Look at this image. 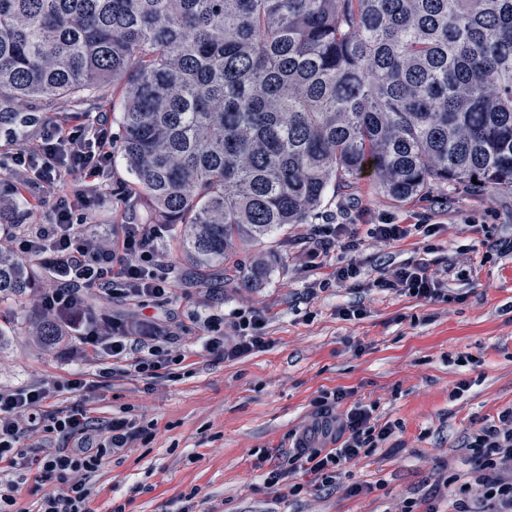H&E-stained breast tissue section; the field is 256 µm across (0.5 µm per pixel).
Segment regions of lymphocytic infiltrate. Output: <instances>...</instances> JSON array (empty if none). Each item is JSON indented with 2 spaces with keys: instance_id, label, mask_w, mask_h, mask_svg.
<instances>
[{
  "instance_id": "obj_1",
  "label": "lymphocytic infiltrate",
  "mask_w": 512,
  "mask_h": 512,
  "mask_svg": "<svg viewBox=\"0 0 512 512\" xmlns=\"http://www.w3.org/2000/svg\"><path fill=\"white\" fill-rule=\"evenodd\" d=\"M41 159L45 171L79 173L88 189H96L106 169L112 165V136L104 120L61 129L44 127L37 148L17 147L11 156L15 169L27 168ZM163 230L159 224H127L120 249L111 240L88 234L83 217L67 196H59L50 219L30 233L11 238L15 254L36 259L51 277L40 306L51 315L61 336L79 338L82 343L128 362L141 376L153 377L174 364L167 342L168 329L160 321H106L85 327L78 314L81 293L95 291L105 299H158L171 294L175 277L172 267L152 248ZM445 271L432 269L426 259L406 262L381 272L372 287L423 302L446 299ZM207 333L205 348L236 359L262 350L269 344L262 311L239 312L235 321L209 314L201 322ZM51 390L37 386L17 391H0V461L16 475H24L30 465H38L40 481L67 480L61 492L42 497L38 512H90L93 487L88 478L103 460L128 452L135 436L133 426L123 418L96 422L86 409L75 407L45 417L42 407ZM344 390L323 393L317 401L316 416L297 434L287 465H270L264 471L267 486L294 498L315 488L332 492L340 484L348 464L368 457L394 433V423L379 422L375 405L357 404L341 417L333 409L345 398ZM47 428L60 443L31 461L19 448L23 429ZM466 447L475 451L472 481L455 476H439L430 491L420 498H408L401 512H439L437 498H444L451 512H512V407L496 420L471 434ZM480 487L479 510H471L469 496Z\"/></svg>"
}]
</instances>
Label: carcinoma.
Here are the masks:
<instances>
[{
	"label": "carcinoma",
	"instance_id": "cac0c4a2",
	"mask_svg": "<svg viewBox=\"0 0 512 512\" xmlns=\"http://www.w3.org/2000/svg\"><path fill=\"white\" fill-rule=\"evenodd\" d=\"M116 94L120 203L202 282L262 281L236 248L361 175L398 201L512 194V0H0V132ZM32 265L0 243V304Z\"/></svg>",
	"mask_w": 512,
	"mask_h": 512
}]
</instances>
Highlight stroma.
I'll use <instances>...</instances> for the list:
<instances>
[{
    "label": "stroma",
    "mask_w": 512,
    "mask_h": 512,
    "mask_svg": "<svg viewBox=\"0 0 512 512\" xmlns=\"http://www.w3.org/2000/svg\"><path fill=\"white\" fill-rule=\"evenodd\" d=\"M41 130L30 126L16 141L0 136V199L18 212L17 224L0 225V237L17 233L28 209L43 220L52 212L54 188L38 171L19 173L7 164L18 144L36 143ZM127 178L121 165L106 171L83 210L88 233L119 240L129 218L116 194ZM385 220L413 230L398 242L371 237V225ZM319 221L352 225L358 250L334 248L307 265L311 227L291 224L275 234L271 272L260 285H202L190 279L166 230L153 249L174 269L171 296L142 307L84 294L90 323L146 315L166 325L171 353L182 358L173 377L150 379L108 355H85L76 339L51 348L34 343L28 325L49 285L44 270L20 302L0 307V390L55 384L51 409L82 406L91 417H123L147 429L128 453L104 460L92 475V512L115 504L124 512H180L188 493L194 512L216 504L224 512H396L399 501L420 496L442 471L465 472L463 437L512 406V252L485 256L490 245L512 240V194L436 189L398 202L362 177L329 195ZM425 224L435 225L434 236L422 232ZM423 257L449 268L450 301L355 291L333 278L337 264L350 260L372 273ZM357 300L363 316L343 319L340 308ZM251 307L267 318L266 349L236 360L204 349L200 316L218 313L230 322ZM460 355L469 356L468 365H456ZM73 379L86 380V388L70 390ZM463 379L470 387L456 393ZM337 388L348 393L343 408L373 403L381 420L398 425L383 448L350 464L342 479L344 487L371 483L374 491L312 489L294 499L266 487L259 456L287 463L293 434L311 420L316 398Z\"/></svg>",
    "instance_id": "35a3bbf8"
}]
</instances>
